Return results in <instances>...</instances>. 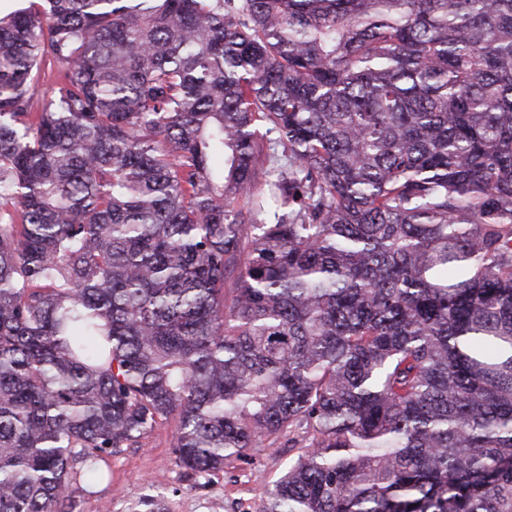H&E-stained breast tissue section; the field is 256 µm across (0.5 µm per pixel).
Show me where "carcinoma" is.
Segmentation results:
<instances>
[{
	"label": "carcinoma",
	"instance_id": "cac0c4a2",
	"mask_svg": "<svg viewBox=\"0 0 512 512\" xmlns=\"http://www.w3.org/2000/svg\"><path fill=\"white\" fill-rule=\"evenodd\" d=\"M9 2L0 512L170 419L304 448L261 512H512V0ZM66 65L54 60L47 61L42 69L36 74L30 94L32 96L33 111H41L54 87L59 75L65 70Z\"/></svg>",
	"mask_w": 512,
	"mask_h": 512
}]
</instances>
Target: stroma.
Returning <instances> with one entry per match:
<instances>
[{
  "instance_id": "stroma-1",
  "label": "stroma",
  "mask_w": 512,
  "mask_h": 512,
  "mask_svg": "<svg viewBox=\"0 0 512 512\" xmlns=\"http://www.w3.org/2000/svg\"><path fill=\"white\" fill-rule=\"evenodd\" d=\"M175 421L158 424L141 447L106 457L109 481L82 495L78 512H133L145 500H160L164 512H259L266 492L299 454L287 440L260 443L206 477L181 467L172 450Z\"/></svg>"
}]
</instances>
